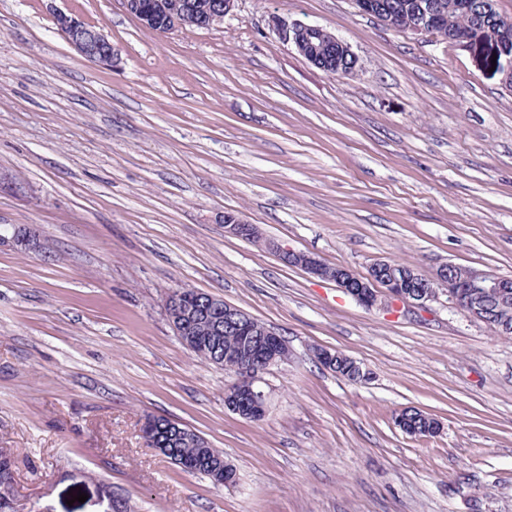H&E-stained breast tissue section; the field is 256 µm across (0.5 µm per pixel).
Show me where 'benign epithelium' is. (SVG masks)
<instances>
[{
  "instance_id": "benign-epithelium-1",
  "label": "benign epithelium",
  "mask_w": 512,
  "mask_h": 512,
  "mask_svg": "<svg viewBox=\"0 0 512 512\" xmlns=\"http://www.w3.org/2000/svg\"><path fill=\"white\" fill-rule=\"evenodd\" d=\"M354 3L358 11L363 14H373L387 25L397 23V19L393 15L374 8L372 0H354ZM436 19L435 9L424 11L405 28V31L434 38L436 37L434 28ZM53 20L57 32L81 57L96 66H112L115 58L114 49L112 43L103 33L88 27L85 22L62 10H53ZM279 32L285 41L295 45L309 61L315 65L318 64L319 56L315 50L306 47L301 37L302 34H307V40L310 43L315 39H323L326 34L325 28L318 24L297 21L291 24H280ZM333 42L336 46V66L345 73L353 70L358 64V57L347 44L339 39L335 38ZM477 42H486L494 48L497 55L509 58V65L502 68L501 73L502 83L512 88V41L503 33L494 36L484 31L475 32L473 30L454 39L456 44L472 45ZM11 239L16 245L25 249L38 247L36 235L29 228H14ZM269 248L288 265L302 268L315 276H321L322 264L315 256L290 248H282L275 244L269 245ZM373 268L384 277V289L382 290L374 286L373 277L360 278L344 266L338 268L332 281L368 309L377 307L386 301L400 302L406 306L423 309L437 299V294L430 291L432 283L436 282L439 287L444 289L448 301L487 325L491 320L490 310L480 303V298L496 297L504 300L512 298V278L499 276L475 267L468 268L465 278L461 279L457 274L458 265L451 263L442 265L435 270L431 277L420 278L419 292L411 295L402 291L403 281L407 280L406 275L385 269L382 260L375 262ZM181 297V292L172 290L162 300L163 313L170 318L174 327L180 325V320L183 318ZM198 311L212 319L213 330L217 334L221 333L224 321L236 327L244 336L252 334L249 315L215 296L207 294L199 300ZM259 344L263 346L262 354L252 358L250 353H245L244 362L248 363L250 371L236 375L235 382L228 387L225 396V406L230 411L255 418L264 416L266 412L267 395L260 383L262 374L274 365L276 351L282 344V339L270 331L259 340Z\"/></svg>"
}]
</instances>
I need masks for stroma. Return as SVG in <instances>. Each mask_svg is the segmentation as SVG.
<instances>
[{
  "instance_id": "1",
  "label": "stroma",
  "mask_w": 512,
  "mask_h": 512,
  "mask_svg": "<svg viewBox=\"0 0 512 512\" xmlns=\"http://www.w3.org/2000/svg\"><path fill=\"white\" fill-rule=\"evenodd\" d=\"M56 8L106 35L115 66L60 38ZM277 19L321 25L357 68L324 73ZM493 55L353 0H235L222 23L163 35L121 0H0V225L42 244H0V448L19 512H108L116 494L134 512H512V337L444 294L365 308L224 232L232 213L361 276L386 259L512 277V91ZM181 287L287 340L262 419L229 411L233 375L169 326L161 301ZM318 347L369 379L326 370ZM408 408L440 431L404 433ZM148 414L223 450L236 485L146 448Z\"/></svg>"
}]
</instances>
